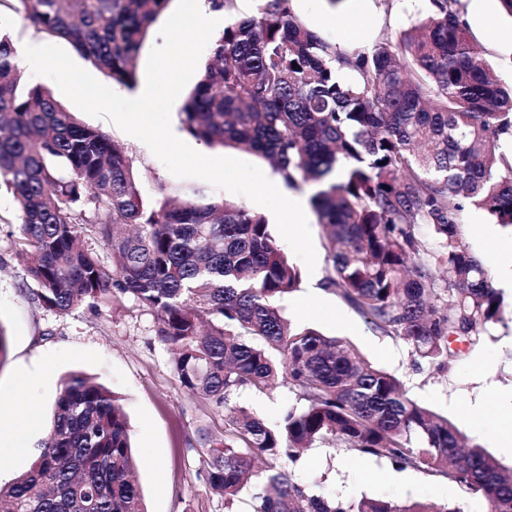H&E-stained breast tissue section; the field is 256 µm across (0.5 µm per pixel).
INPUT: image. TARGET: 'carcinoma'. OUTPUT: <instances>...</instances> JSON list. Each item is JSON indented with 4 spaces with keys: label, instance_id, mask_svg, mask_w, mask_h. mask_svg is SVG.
<instances>
[{
    "label": "carcinoma",
    "instance_id": "cac0c4a2",
    "mask_svg": "<svg viewBox=\"0 0 512 512\" xmlns=\"http://www.w3.org/2000/svg\"><path fill=\"white\" fill-rule=\"evenodd\" d=\"M171 0H14L48 38H62L112 82L133 88L151 24ZM457 0H427L398 36L345 51L302 23L291 0H261L214 39L181 109L184 129L214 147L270 162L288 187L311 184L329 244L323 287L415 362L451 367L503 297L463 243L466 207L512 228V87L494 81ZM18 204L13 249L23 287L60 314L130 297L157 319L182 387L227 406L224 439L201 431L206 478L230 503L254 463L265 473L253 512H462L378 497L312 494L281 466L302 448L339 445L399 471L440 478L512 512V467L462 445L448 419L337 337L286 318L278 302L300 271L261 213L195 188L153 203L124 150L53 94L22 82L0 32V184ZM425 225L429 237L417 232ZM111 254L101 261L96 247ZM283 377L304 401L273 425L229 406ZM41 453L0 486V512H145L121 398L69 374Z\"/></svg>",
    "mask_w": 512,
    "mask_h": 512
}]
</instances>
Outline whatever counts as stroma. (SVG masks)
<instances>
[{
	"label": "stroma",
	"instance_id": "1",
	"mask_svg": "<svg viewBox=\"0 0 512 512\" xmlns=\"http://www.w3.org/2000/svg\"><path fill=\"white\" fill-rule=\"evenodd\" d=\"M424 7L425 0H339L335 5L330 0H295L293 12L326 40L355 47L385 33L400 34ZM456 8L495 76L503 85L512 84V17L502 12L498 0H484L479 16L472 14L470 0H458ZM335 13L347 18L345 27L324 23V16ZM488 17L493 20L489 26L484 23ZM80 119L124 148L134 171L143 177L147 201L164 189L199 185L210 197L227 198L226 190L174 176L147 145L111 121L85 113ZM306 217L316 268L302 272L299 289L281 301L284 315L351 343L375 366L395 375L409 397L448 417L468 442L512 467V447L500 443L502 428L512 421V409L503 404L504 396L512 397V288L501 291L506 303L502 322L489 326L452 369L414 365L406 343L381 336L323 288L329 267L324 231L314 212ZM17 228V202L1 187L0 340L5 350L0 353V410L16 411L20 419L0 437V484L29 468L51 424L62 378L81 372L123 399L133 452L140 460L137 482L146 512H251L249 494L228 505L207 483L208 451L199 444V431L223 437L225 409L181 387L171 353L155 340V315L128 298L94 308L82 305L67 314L42 308L23 291L24 264L12 247ZM460 231L469 250L492 270L512 246V229L472 207L463 212ZM232 402L272 424L298 400L282 381L263 394L241 391ZM290 469L295 481L311 493L350 502L367 496L486 512L483 498L457 486L420 472L396 470L387 460L364 458L344 448L304 449Z\"/></svg>",
	"mask_w": 512,
	"mask_h": 512
}]
</instances>
